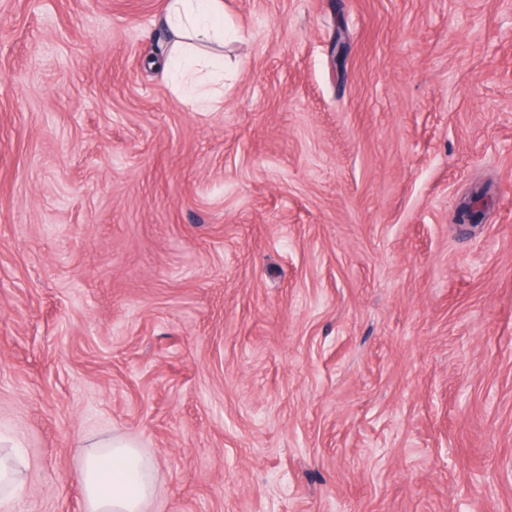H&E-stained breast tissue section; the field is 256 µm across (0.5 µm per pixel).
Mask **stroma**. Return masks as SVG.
Here are the masks:
<instances>
[{"label":"stroma","instance_id":"35a3bbf8","mask_svg":"<svg viewBox=\"0 0 512 512\" xmlns=\"http://www.w3.org/2000/svg\"><path fill=\"white\" fill-rule=\"evenodd\" d=\"M0 0V512H512V0ZM163 24L170 35L165 66L179 78L182 94L199 112H212L224 98L213 76L215 58L211 44H224L223 0H167ZM81 466L88 512H145L155 483L150 461L137 445L112 437L91 445Z\"/></svg>","mask_w":512,"mask_h":512}]
</instances>
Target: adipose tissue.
Wrapping results in <instances>:
<instances>
[{
	"label": "adipose tissue",
	"instance_id": "ef3b65f1",
	"mask_svg": "<svg viewBox=\"0 0 512 512\" xmlns=\"http://www.w3.org/2000/svg\"><path fill=\"white\" fill-rule=\"evenodd\" d=\"M163 24L170 35L169 74L197 111H214L224 91L208 49L224 41L223 0H167ZM81 487L87 512H145L155 489L152 465L131 440L101 441L83 457Z\"/></svg>",
	"mask_w": 512,
	"mask_h": 512
}]
</instances>
